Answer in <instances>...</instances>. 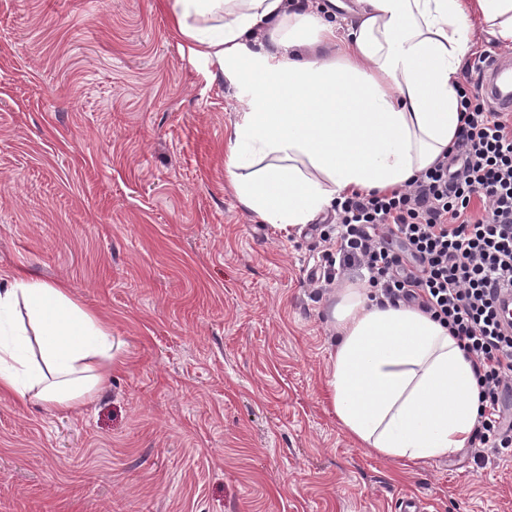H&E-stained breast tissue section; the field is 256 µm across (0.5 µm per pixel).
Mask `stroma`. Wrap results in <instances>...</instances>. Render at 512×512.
Instances as JSON below:
<instances>
[{
	"label": "stroma",
	"instance_id": "obj_1",
	"mask_svg": "<svg viewBox=\"0 0 512 512\" xmlns=\"http://www.w3.org/2000/svg\"><path fill=\"white\" fill-rule=\"evenodd\" d=\"M234 90L161 0H0V273L111 329L79 411L0 396V512H512V461L407 465L330 404L336 285L224 181Z\"/></svg>",
	"mask_w": 512,
	"mask_h": 512
}]
</instances>
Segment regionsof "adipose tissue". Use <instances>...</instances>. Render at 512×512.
<instances>
[{
    "label": "adipose tissue",
    "instance_id": "adipose-tissue-1",
    "mask_svg": "<svg viewBox=\"0 0 512 512\" xmlns=\"http://www.w3.org/2000/svg\"><path fill=\"white\" fill-rule=\"evenodd\" d=\"M174 32L235 90L224 175L238 203L289 231L342 194L400 187L459 129L461 67L474 23L512 44V0H166ZM0 393L73 410L112 373V337L64 285L0 274ZM329 379L342 428L407 463L468 445L472 364L419 309L344 285L331 310Z\"/></svg>",
    "mask_w": 512,
    "mask_h": 512
}]
</instances>
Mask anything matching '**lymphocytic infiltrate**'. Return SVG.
<instances>
[{
  "label": "lymphocytic infiltrate",
  "mask_w": 512,
  "mask_h": 512,
  "mask_svg": "<svg viewBox=\"0 0 512 512\" xmlns=\"http://www.w3.org/2000/svg\"><path fill=\"white\" fill-rule=\"evenodd\" d=\"M488 57L463 70L462 127L448 152L405 187L344 195L328 239L338 271L364 272L375 299L420 307L470 358L478 460L512 447V326L498 310L512 296V113L488 104Z\"/></svg>",
  "instance_id": "lymphocytic-infiltrate-1"
}]
</instances>
